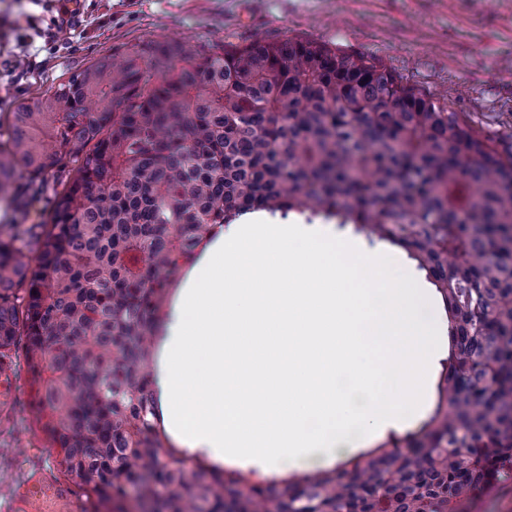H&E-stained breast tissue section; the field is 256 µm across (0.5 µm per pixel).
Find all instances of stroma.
<instances>
[{
    "label": "stroma",
    "instance_id": "stroma-1",
    "mask_svg": "<svg viewBox=\"0 0 512 512\" xmlns=\"http://www.w3.org/2000/svg\"><path fill=\"white\" fill-rule=\"evenodd\" d=\"M49 14L33 0H0V122L19 102L112 51L148 40L245 46L302 38L381 62L460 113L512 155V0H79L56 50ZM0 404V512H89L61 457L45 447L25 374Z\"/></svg>",
    "mask_w": 512,
    "mask_h": 512
}]
</instances>
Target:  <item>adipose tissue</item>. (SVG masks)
I'll use <instances>...</instances> for the list:
<instances>
[{"label":"adipose tissue","instance_id":"1","mask_svg":"<svg viewBox=\"0 0 512 512\" xmlns=\"http://www.w3.org/2000/svg\"><path fill=\"white\" fill-rule=\"evenodd\" d=\"M395 287H382L386 278ZM394 251L367 252L332 224L259 213L219 226L185 267L154 351L163 424L214 464L286 474L311 449L339 457L342 429L377 430L425 396L443 318ZM406 364L405 380L376 375Z\"/></svg>","mask_w":512,"mask_h":512}]
</instances>
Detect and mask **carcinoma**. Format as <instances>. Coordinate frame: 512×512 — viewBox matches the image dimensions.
Returning a JSON list of instances; mask_svg holds the SVG:
<instances>
[{
    "mask_svg": "<svg viewBox=\"0 0 512 512\" xmlns=\"http://www.w3.org/2000/svg\"><path fill=\"white\" fill-rule=\"evenodd\" d=\"M73 176L42 224H0V375L25 368L45 443L92 512H466L512 458V156L371 58L311 40L144 41L31 98L0 129L17 172ZM265 211L402 248L453 319L409 456L279 488L184 466L154 419L156 326L221 224Z\"/></svg>",
    "mask_w": 512,
    "mask_h": 512,
    "instance_id": "1",
    "label": "carcinoma"
}]
</instances>
